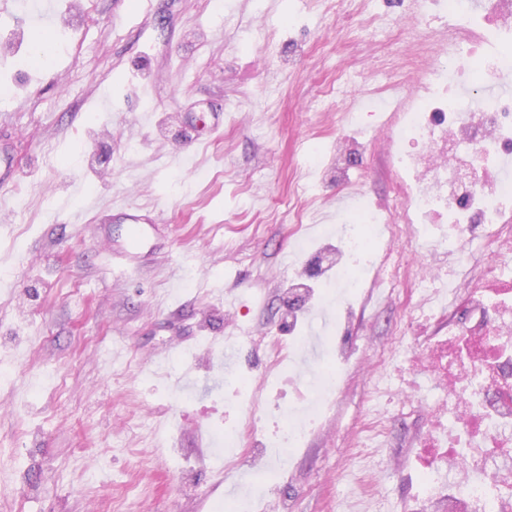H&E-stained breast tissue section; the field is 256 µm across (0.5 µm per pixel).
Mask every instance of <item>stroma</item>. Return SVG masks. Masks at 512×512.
I'll return each mask as SVG.
<instances>
[{
	"instance_id": "1",
	"label": "stroma",
	"mask_w": 512,
	"mask_h": 512,
	"mask_svg": "<svg viewBox=\"0 0 512 512\" xmlns=\"http://www.w3.org/2000/svg\"><path fill=\"white\" fill-rule=\"evenodd\" d=\"M36 0L0 8V512H224L259 487L252 458L219 462L224 338L237 322L239 371L263 369L265 337L341 335L358 357L293 450L269 495L288 512H403L416 487L390 460L410 450L437 391L388 355L398 325L428 319L422 265L464 281L486 249L421 259L391 247L368 296L320 288L292 303L282 257L313 268L351 209H337L336 139L361 142L348 183L372 208L398 186L383 125L397 75L426 46L391 53L367 26H402V0ZM378 111L349 126L329 95L337 68ZM97 199L113 239L151 213L164 239L142 268L113 261L71 221ZM418 400L400 395L406 379Z\"/></svg>"
}]
</instances>
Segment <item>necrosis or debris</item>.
I'll list each match as a JSON object with an SVG mask.
<instances>
[{"mask_svg": "<svg viewBox=\"0 0 512 512\" xmlns=\"http://www.w3.org/2000/svg\"><path fill=\"white\" fill-rule=\"evenodd\" d=\"M448 18L447 65L432 63L409 81L412 93L399 120L388 125L392 164L402 177L398 207L386 214L359 204L355 227L345 230L336 285L354 289L379 260L381 234L397 238L400 227L440 214L449 228L437 236L443 249H457L477 235L490 250L489 270L512 283L502 267L512 254V219L502 207L512 198V178L486 187L480 162L512 156V99L496 92L512 69V0H487L474 10L468 0H413L408 11L414 41L430 36L433 8ZM466 147V159L449 162L448 147ZM476 318L465 328L448 324L417 348L415 362L438 382L430 417L413 454L422 512H512V297L489 302L479 283L463 299ZM266 401L249 402L240 424L224 433V464L253 457L256 470L275 474L283 451L296 447L318 426L314 417H288L272 441L260 443Z\"/></svg>", "mask_w": 512, "mask_h": 512, "instance_id": "4bbe7bcc", "label": "necrosis or debris"}]
</instances>
